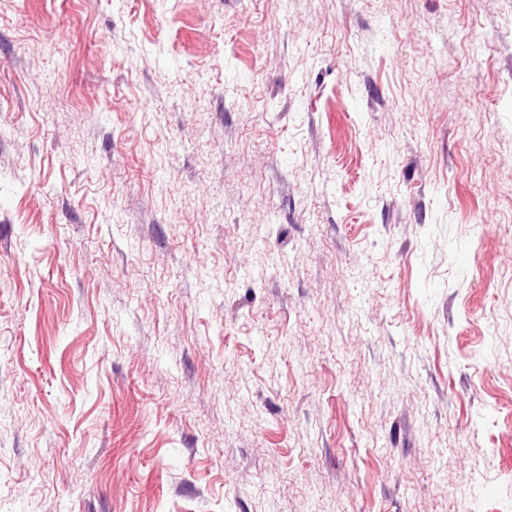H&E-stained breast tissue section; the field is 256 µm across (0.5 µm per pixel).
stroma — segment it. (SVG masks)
Returning a JSON list of instances; mask_svg holds the SVG:
<instances>
[{"label": "stroma", "instance_id": "obj_1", "mask_svg": "<svg viewBox=\"0 0 512 512\" xmlns=\"http://www.w3.org/2000/svg\"><path fill=\"white\" fill-rule=\"evenodd\" d=\"M0 512H512V0H0Z\"/></svg>", "mask_w": 512, "mask_h": 512}]
</instances>
